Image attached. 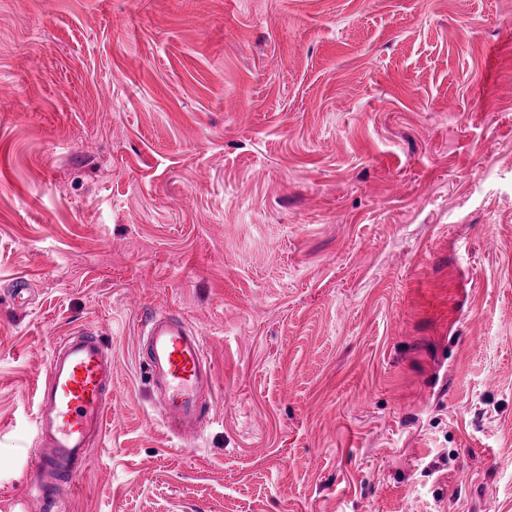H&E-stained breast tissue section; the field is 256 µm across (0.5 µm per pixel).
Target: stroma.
Listing matches in <instances>:
<instances>
[{"label": "stroma", "instance_id": "1", "mask_svg": "<svg viewBox=\"0 0 512 512\" xmlns=\"http://www.w3.org/2000/svg\"><path fill=\"white\" fill-rule=\"evenodd\" d=\"M78 330L112 401L64 512H512V0H0V512ZM139 358L167 424L180 438H198L211 423L212 373L203 339L182 316L158 310L144 317Z\"/></svg>", "mask_w": 512, "mask_h": 512}]
</instances>
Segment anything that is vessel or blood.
<instances>
[{
  "label": "vessel or blood",
  "instance_id": "1",
  "mask_svg": "<svg viewBox=\"0 0 512 512\" xmlns=\"http://www.w3.org/2000/svg\"><path fill=\"white\" fill-rule=\"evenodd\" d=\"M139 358L167 424L180 438H198L210 424L213 392L203 339L182 316L158 310L144 318ZM112 385V356L96 336L63 337L39 388L40 447L30 468V494L59 502L88 461L91 438L103 437Z\"/></svg>",
  "mask_w": 512,
  "mask_h": 512
}]
</instances>
